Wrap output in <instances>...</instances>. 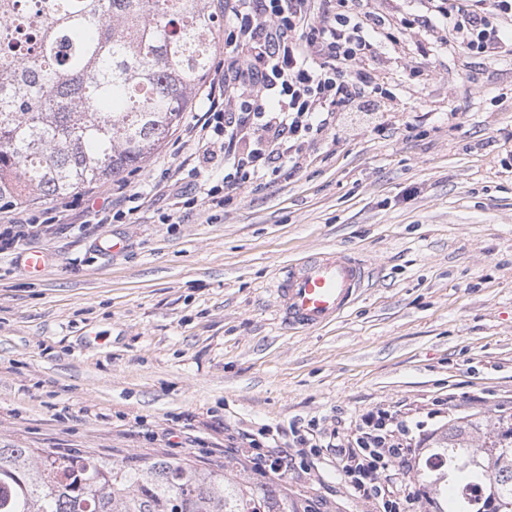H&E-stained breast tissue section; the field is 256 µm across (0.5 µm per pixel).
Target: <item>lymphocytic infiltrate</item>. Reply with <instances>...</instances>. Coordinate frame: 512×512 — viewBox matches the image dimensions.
<instances>
[{
	"label": "lymphocytic infiltrate",
	"instance_id": "obj_1",
	"mask_svg": "<svg viewBox=\"0 0 512 512\" xmlns=\"http://www.w3.org/2000/svg\"><path fill=\"white\" fill-rule=\"evenodd\" d=\"M443 43L472 55L512 53V0H471L453 8L428 0ZM362 0H224V55L218 83L205 93L202 115L190 127L203 162L224 155V178L207 195L223 204V190L247 179L295 171L306 143L336 128L340 112L372 111L385 90L363 60L385 35V21ZM408 423L369 411L338 466L355 492L380 500L383 512H404L405 498L387 487L391 473L410 464Z\"/></svg>",
	"mask_w": 512,
	"mask_h": 512
}]
</instances>
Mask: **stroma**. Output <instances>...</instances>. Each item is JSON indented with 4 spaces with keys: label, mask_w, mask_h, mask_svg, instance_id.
Segmentation results:
<instances>
[{
    "label": "stroma",
    "mask_w": 512,
    "mask_h": 512,
    "mask_svg": "<svg viewBox=\"0 0 512 512\" xmlns=\"http://www.w3.org/2000/svg\"><path fill=\"white\" fill-rule=\"evenodd\" d=\"M366 8L395 35L366 61L389 94L291 176L217 207L201 186L222 161L192 173L201 146L171 136L121 177L139 196L122 222L79 206L48 223L55 198L0 207L19 232L0 252L1 446L175 458L257 485L281 478L264 457L285 450L304 512H381L345 483L331 435L383 409L414 425L415 450L457 418L479 422L477 448L512 416V56L441 44L426 0ZM323 249L366 260L369 283L336 322L288 330L270 286ZM31 250L44 270L24 271ZM311 428L315 454L298 442Z\"/></svg>",
    "instance_id": "obj_1"
}]
</instances>
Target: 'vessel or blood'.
I'll use <instances>...</instances> for the list:
<instances>
[{"label": "vessel or blood", "mask_w": 512, "mask_h": 512, "mask_svg": "<svg viewBox=\"0 0 512 512\" xmlns=\"http://www.w3.org/2000/svg\"><path fill=\"white\" fill-rule=\"evenodd\" d=\"M370 270L358 256L326 250L282 267L272 294L278 320L313 330L340 318L365 288Z\"/></svg>", "instance_id": "1"}]
</instances>
